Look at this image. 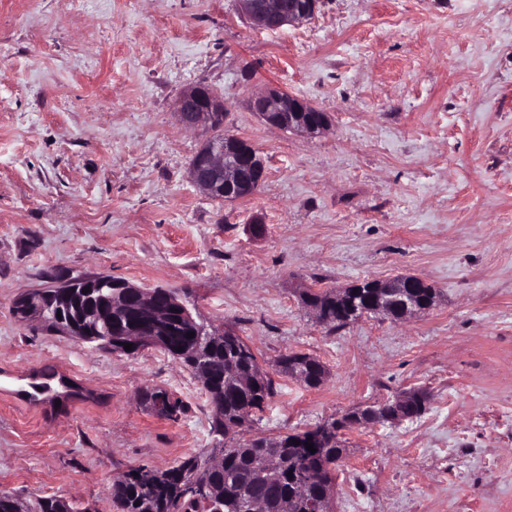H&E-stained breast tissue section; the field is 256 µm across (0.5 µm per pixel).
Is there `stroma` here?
<instances>
[{"label": "stroma", "mask_w": 512, "mask_h": 512, "mask_svg": "<svg viewBox=\"0 0 512 512\" xmlns=\"http://www.w3.org/2000/svg\"><path fill=\"white\" fill-rule=\"evenodd\" d=\"M272 84L315 105L307 138L262 120ZM223 97L224 131L265 174L234 203L188 166L208 131L183 90ZM106 273L176 293L233 328L275 375L253 436L304 431L425 389L414 419L344 436L334 512H512V0H320L261 29L237 0H0V377L61 365L94 398L33 411L0 391V491L111 512L114 480L224 445L199 378L163 351L127 356L20 322L22 293ZM399 274L439 291L404 322L319 323L303 289ZM179 398L178 421L139 393ZM301 369L307 375L306 386L318 387L326 376L325 366L316 358L302 353L288 354L277 362V371L287 374L289 371Z\"/></svg>", "instance_id": "35a3bbf8"}]
</instances>
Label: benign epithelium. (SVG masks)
<instances>
[{
  "label": "benign epithelium",
  "instance_id": "1",
  "mask_svg": "<svg viewBox=\"0 0 512 512\" xmlns=\"http://www.w3.org/2000/svg\"><path fill=\"white\" fill-rule=\"evenodd\" d=\"M242 13L256 26L275 30L286 25L308 22L315 17L318 0H238ZM250 105L263 119H268L276 112H308L310 117L295 123L287 124L288 131L306 136L316 137L327 129L324 120H317L318 108L303 98L284 91L278 87H269L255 94ZM224 108L223 101L206 92L201 86L186 89L175 103L178 122L187 129H197L211 123V115ZM264 165L257 149L240 153L228 149L227 140L218 138L202 148L201 159L189 167L188 177L191 183L208 196L217 193L224 195V201L235 202L253 195L264 178ZM84 288L108 286L116 289L110 297L112 320L122 316L124 303L120 298L130 293L132 285L119 283L112 276L99 273L82 278L76 284L62 280L55 285V291L66 294L76 286ZM425 285L424 279L411 274H402L384 281L380 285V298L374 303L373 312L387 315L391 305L398 301L405 302L399 320H409L426 312L422 306L410 301L413 289ZM50 293L43 289H35L19 296L16 317L21 322H38L42 320L43 310L49 300ZM151 333L133 332L124 336H109L104 341L107 347H115L118 354L125 353L127 343L139 350L148 348Z\"/></svg>",
  "mask_w": 512,
  "mask_h": 512
}]
</instances>
